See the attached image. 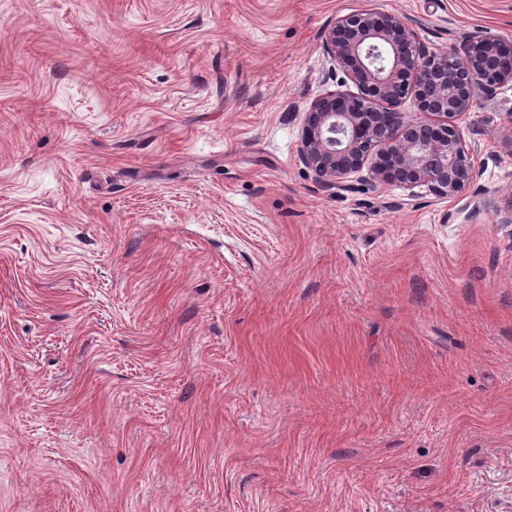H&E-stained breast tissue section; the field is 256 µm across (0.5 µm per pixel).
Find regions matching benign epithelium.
<instances>
[{"mask_svg":"<svg viewBox=\"0 0 512 512\" xmlns=\"http://www.w3.org/2000/svg\"><path fill=\"white\" fill-rule=\"evenodd\" d=\"M322 45L357 92H329L304 112L299 153L319 183L349 191L347 176L365 170L366 183L425 185L440 199L475 183L477 148L459 122L479 94L512 82L511 41L487 32L431 50L412 23L362 12L337 18ZM408 99L417 112L403 111ZM385 111L394 113L388 127Z\"/></svg>","mask_w":512,"mask_h":512,"instance_id":"1","label":"benign epithelium"}]
</instances>
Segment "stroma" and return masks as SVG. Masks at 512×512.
<instances>
[{"instance_id":"35a3bbf8","label":"stroma","mask_w":512,"mask_h":512,"mask_svg":"<svg viewBox=\"0 0 512 512\" xmlns=\"http://www.w3.org/2000/svg\"><path fill=\"white\" fill-rule=\"evenodd\" d=\"M512 0H0V512H512V83L475 184L320 185L321 36Z\"/></svg>"}]
</instances>
